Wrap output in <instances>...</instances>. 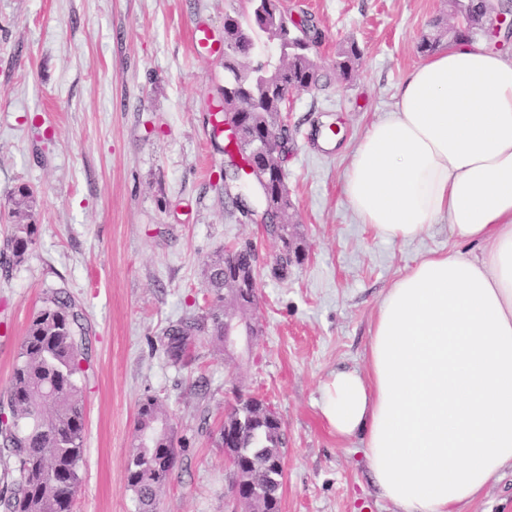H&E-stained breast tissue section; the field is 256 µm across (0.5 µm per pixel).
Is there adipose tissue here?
I'll return each mask as SVG.
<instances>
[{
    "mask_svg": "<svg viewBox=\"0 0 512 512\" xmlns=\"http://www.w3.org/2000/svg\"><path fill=\"white\" fill-rule=\"evenodd\" d=\"M344 193L376 237L444 223L480 248L429 252L395 281L365 370L331 373L320 404L398 512H465L512 469V54L464 39L411 70Z\"/></svg>",
    "mask_w": 512,
    "mask_h": 512,
    "instance_id": "obj_1",
    "label": "adipose tissue"
}]
</instances>
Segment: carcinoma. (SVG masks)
<instances>
[{"instance_id":"obj_1","label":"carcinoma","mask_w":512,"mask_h":512,"mask_svg":"<svg viewBox=\"0 0 512 512\" xmlns=\"http://www.w3.org/2000/svg\"><path fill=\"white\" fill-rule=\"evenodd\" d=\"M455 14L469 23L448 28V38H475L485 33L493 17L492 0H451ZM276 42L282 62L249 61L257 51V36ZM308 21L288 18L280 0H251V13L224 19V118L243 115L246 134L234 145L243 158L258 145L277 163L276 139L280 132L285 96L318 85L319 65ZM361 53L356 44L340 54L336 68L351 76ZM251 185L256 194L268 190L276 195L277 209L291 205L286 173L268 174L260 168ZM35 227L17 223L9 245L15 258H22L33 243ZM255 264L249 247L229 248L205 263L211 295L208 312L188 316L166 330V355L174 364L197 336H208L224 345V292L231 286L224 271H250ZM81 313L70 297L57 295L31 320L21 342L9 387V413L0 412V455L12 459L5 469L6 487L0 491V512H71L79 486V467L85 456V414L82 392L77 384L81 371L82 343L76 334ZM153 436L151 447L135 439L126 467V481L135 492L138 512H157L158 490L171 478L177 448L163 408L153 399L140 403L136 435ZM234 447L261 451L263 460L283 456L282 426L276 421H248L235 437ZM251 478L270 500L265 512H276L282 484L269 481L258 466Z\"/></svg>"}]
</instances>
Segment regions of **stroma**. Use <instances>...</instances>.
Listing matches in <instances>:
<instances>
[{"label": "stroma", "mask_w": 512, "mask_h": 512, "mask_svg": "<svg viewBox=\"0 0 512 512\" xmlns=\"http://www.w3.org/2000/svg\"><path fill=\"white\" fill-rule=\"evenodd\" d=\"M323 36L320 81L293 93L282 166L301 262L273 275L278 238L224 193V39L241 0H0V407L32 318L56 292L82 310L85 459L73 512H136L125 479L139 404L166 410L178 456L157 512H233V467L218 444L235 394L282 422V512H396L380 499L360 439L336 438L321 386L363 366L384 291L431 251L478 253L436 224L388 242L359 223L343 193L351 155L421 63L422 36H445L450 0H283ZM357 45L350 79L336 67ZM33 192L34 242L6 261L13 197ZM253 244L262 275L245 320L257 336L233 354L200 336L181 363L164 332L211 300L204 267Z\"/></svg>", "instance_id": "1"}]
</instances>
